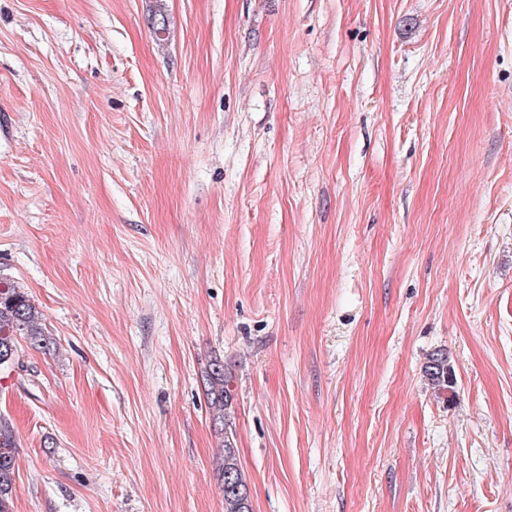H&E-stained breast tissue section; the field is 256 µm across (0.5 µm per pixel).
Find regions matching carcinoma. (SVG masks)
I'll return each instance as SVG.
<instances>
[{
	"mask_svg": "<svg viewBox=\"0 0 512 512\" xmlns=\"http://www.w3.org/2000/svg\"><path fill=\"white\" fill-rule=\"evenodd\" d=\"M35 349H48L52 338L42 327V313L27 293L8 279L0 278V372L23 368L18 352V337ZM425 376L434 391H454L455 382L448 367L447 353L438 350L426 363ZM206 396L214 420L224 426V455L220 472L224 477V512H251L249 486L237 462L238 448L232 428L235 390L233 377L218 358L204 371ZM15 437L7 419L0 417V512H13L12 490L15 480Z\"/></svg>",
	"mask_w": 512,
	"mask_h": 512,
	"instance_id": "obj_1",
	"label": "carcinoma"
}]
</instances>
